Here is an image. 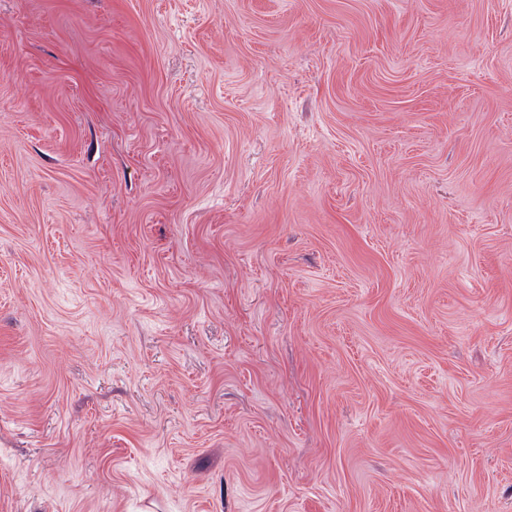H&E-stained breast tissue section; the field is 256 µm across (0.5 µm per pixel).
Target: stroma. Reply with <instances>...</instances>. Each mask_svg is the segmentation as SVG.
Returning <instances> with one entry per match:
<instances>
[{
	"label": "stroma",
	"mask_w": 512,
	"mask_h": 512,
	"mask_svg": "<svg viewBox=\"0 0 512 512\" xmlns=\"http://www.w3.org/2000/svg\"><path fill=\"white\" fill-rule=\"evenodd\" d=\"M0 512H512V0H0Z\"/></svg>",
	"instance_id": "obj_1"
}]
</instances>
